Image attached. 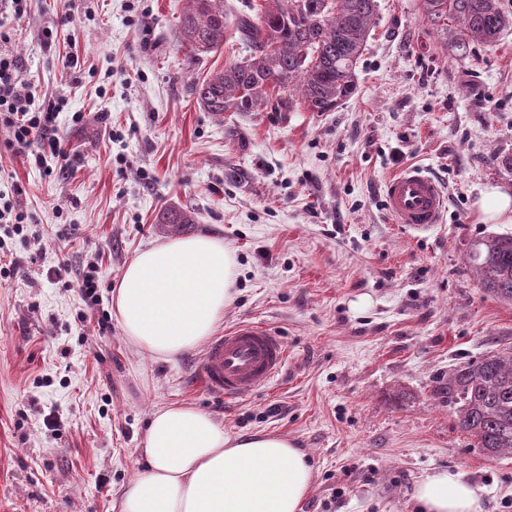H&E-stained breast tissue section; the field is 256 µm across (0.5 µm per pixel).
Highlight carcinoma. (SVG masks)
Segmentation results:
<instances>
[{"label": "carcinoma", "mask_w": 512, "mask_h": 512, "mask_svg": "<svg viewBox=\"0 0 512 512\" xmlns=\"http://www.w3.org/2000/svg\"><path fill=\"white\" fill-rule=\"evenodd\" d=\"M229 21L224 0H186L177 40L189 63L224 48L228 29L251 49L245 60L192 86L204 110H291L298 100L311 112H332L357 87V67L373 27L376 0H272ZM424 18L448 31L459 26L462 42L492 44L512 25L500 0H420ZM469 259L478 285L512 302V234H487L471 242ZM448 405L458 423L489 457L512 454V349L493 353L448 373Z\"/></svg>", "instance_id": "obj_1"}]
</instances>
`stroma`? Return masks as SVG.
<instances>
[{"instance_id": "1", "label": "stroma", "mask_w": 512, "mask_h": 512, "mask_svg": "<svg viewBox=\"0 0 512 512\" xmlns=\"http://www.w3.org/2000/svg\"><path fill=\"white\" fill-rule=\"evenodd\" d=\"M184 6L0 11V51L27 90L65 99L55 127L73 155L46 175L0 125V168L29 216L19 235L0 223V512H120L148 421L173 404L232 433L288 436L315 467L301 512H413L415 483L437 468L478 487L484 512H512V455L477 448L444 389L451 370L512 349V303L478 288L468 259L474 238L512 233L477 207L482 192L512 189V27L458 50L457 26L438 34L419 0H377L357 89L335 111L220 117L191 87L247 51L230 39L188 64L175 36ZM408 166L446 197L441 223L422 231L384 209L386 178ZM167 208L193 223H158ZM197 235L239 265L220 329L260 322L288 349L286 369L239 398L202 386L203 347L148 358L112 314L127 262ZM91 262L93 301L80 290ZM62 263L63 282L51 275Z\"/></svg>"}]
</instances>
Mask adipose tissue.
I'll list each match as a JSON object with an SVG mask.
<instances>
[{"instance_id":"adipose-tissue-1","label":"adipose tissue","mask_w":512,"mask_h":512,"mask_svg":"<svg viewBox=\"0 0 512 512\" xmlns=\"http://www.w3.org/2000/svg\"><path fill=\"white\" fill-rule=\"evenodd\" d=\"M236 258L210 236L179 238L139 252L124 268L112 311L143 352L171 357L210 336L233 297ZM145 469L121 512H299L313 467L288 438L225 431L191 405L155 411L143 441ZM415 512H483L463 475L436 470L412 495Z\"/></svg>"}]
</instances>
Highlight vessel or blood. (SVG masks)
I'll return each instance as SVG.
<instances>
[{"label":"vessel or blood","instance_id":"vessel-or-blood-1","mask_svg":"<svg viewBox=\"0 0 512 512\" xmlns=\"http://www.w3.org/2000/svg\"><path fill=\"white\" fill-rule=\"evenodd\" d=\"M383 194L393 223L426 228L442 219V188L422 168L407 167L388 177ZM287 358L275 331L262 323L243 322L210 341L200 364V380L212 395L238 398L269 384Z\"/></svg>","mask_w":512,"mask_h":512}]
</instances>
